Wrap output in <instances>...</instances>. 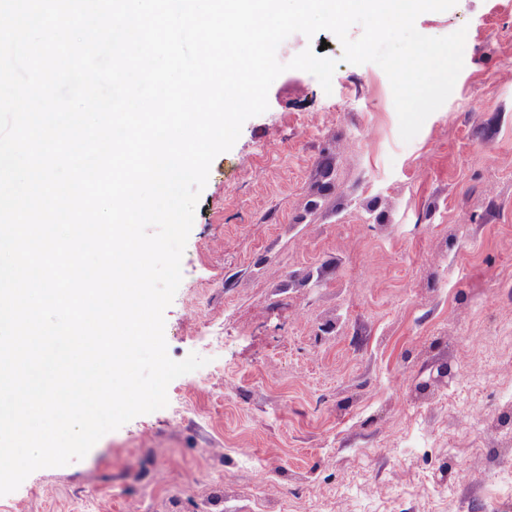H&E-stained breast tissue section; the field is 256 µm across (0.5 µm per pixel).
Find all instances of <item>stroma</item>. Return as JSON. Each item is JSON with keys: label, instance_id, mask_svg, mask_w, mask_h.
Listing matches in <instances>:
<instances>
[{"label": "stroma", "instance_id": "35a3bbf8", "mask_svg": "<svg viewBox=\"0 0 512 512\" xmlns=\"http://www.w3.org/2000/svg\"><path fill=\"white\" fill-rule=\"evenodd\" d=\"M464 67L410 142L390 82L289 70L213 161L165 311V407L0 512H498L512 504V0H457Z\"/></svg>", "mask_w": 512, "mask_h": 512}]
</instances>
